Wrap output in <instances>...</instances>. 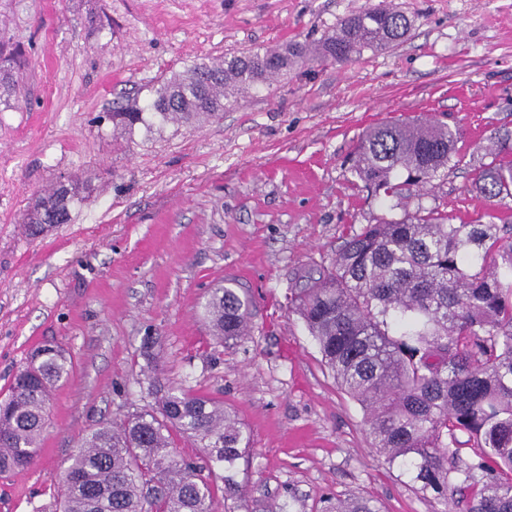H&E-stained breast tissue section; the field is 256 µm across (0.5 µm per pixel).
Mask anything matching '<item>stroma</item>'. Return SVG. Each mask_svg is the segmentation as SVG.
Here are the masks:
<instances>
[{
    "instance_id": "35a3bbf8",
    "label": "stroma",
    "mask_w": 512,
    "mask_h": 512,
    "mask_svg": "<svg viewBox=\"0 0 512 512\" xmlns=\"http://www.w3.org/2000/svg\"><path fill=\"white\" fill-rule=\"evenodd\" d=\"M375 0H0V39L24 66L0 103V398L37 346L74 372L52 393L36 463L0 473V512H52L82 434L146 409L142 355L157 337L162 389L223 401L250 437L226 512H321L325 496L433 512L366 434L288 290L359 225L423 206L469 221L463 184L494 131L512 129V0H391L403 42L293 67L223 118L113 138L106 112L201 57L318 45ZM430 113L457 132L460 167L390 208L357 187L349 155L382 122ZM84 201L30 237L23 216L61 184ZM237 288L249 331L216 347L210 289Z\"/></svg>"
}]
</instances>
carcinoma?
I'll list each match as a JSON object with an SVG mask.
<instances>
[{
    "instance_id": "cac0c4a2",
    "label": "carcinoma",
    "mask_w": 512,
    "mask_h": 512,
    "mask_svg": "<svg viewBox=\"0 0 512 512\" xmlns=\"http://www.w3.org/2000/svg\"><path fill=\"white\" fill-rule=\"evenodd\" d=\"M411 29L383 4L346 17L315 49L292 43L221 62L196 59L158 80L145 104L111 119L125 133L152 123L216 117L240 95L270 86L288 69L318 57L343 62L384 51ZM19 63L0 47V100L16 95ZM456 134L439 121L382 123L360 137L352 173L364 187L402 199L448 175L460 162ZM491 161L474 169L465 192L502 206L512 200V137L490 139ZM83 199L61 185L36 200L24 221L36 236L69 219ZM453 223L438 207L362 224L306 288L290 289L340 388L363 409L371 445L416 492L448 512H512V218ZM204 319L220 344L247 332L248 301L237 289L211 290ZM73 364L43 346L0 401V473L22 471L38 455L52 388ZM177 431L203 448L196 466L173 448ZM249 440L224 404L171 390L149 411L99 424L81 437L61 478V512H224L239 493L234 469ZM470 449L463 457L460 448ZM223 487H218L217 482ZM222 495H217V491ZM325 512H379L369 499Z\"/></svg>"
}]
</instances>
